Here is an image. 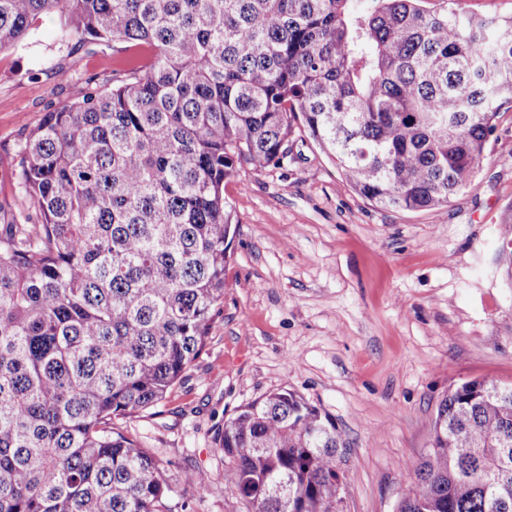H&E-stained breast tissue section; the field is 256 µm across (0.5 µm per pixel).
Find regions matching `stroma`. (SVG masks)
<instances>
[{
    "instance_id": "1",
    "label": "stroma",
    "mask_w": 512,
    "mask_h": 512,
    "mask_svg": "<svg viewBox=\"0 0 512 512\" xmlns=\"http://www.w3.org/2000/svg\"><path fill=\"white\" fill-rule=\"evenodd\" d=\"M59 39L47 15L32 42L0 52L2 175L23 127L87 76L148 55L93 43L68 55ZM494 124L475 176L439 209L377 207L299 126L283 165L225 182L237 231L221 313L156 415L128 425L168 463L171 512H224L217 433L281 389L335 424L344 512H396L449 388L512 383V282L499 256L512 240V109Z\"/></svg>"
}]
</instances>
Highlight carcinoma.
Returning <instances> with one entry per match:
<instances>
[{
  "instance_id": "carcinoma-1",
  "label": "carcinoma",
  "mask_w": 512,
  "mask_h": 512,
  "mask_svg": "<svg viewBox=\"0 0 512 512\" xmlns=\"http://www.w3.org/2000/svg\"><path fill=\"white\" fill-rule=\"evenodd\" d=\"M0 0V51L42 15L147 60L21 131L0 190V512H171L165 464L115 421L157 407L224 300V182L295 122L357 194L448 205L512 109V17L423 0ZM227 512H344L333 422L290 390L224 421ZM397 512H512V385L439 402Z\"/></svg>"
}]
</instances>
